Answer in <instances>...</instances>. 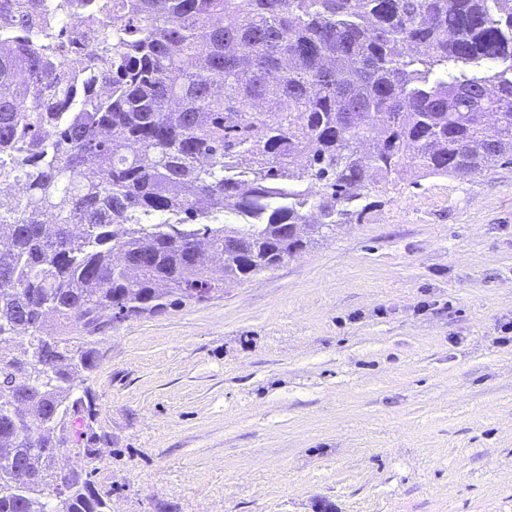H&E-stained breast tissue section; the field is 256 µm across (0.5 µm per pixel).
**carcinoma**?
I'll list each match as a JSON object with an SVG mask.
<instances>
[{
    "instance_id": "carcinoma-1",
    "label": "carcinoma",
    "mask_w": 512,
    "mask_h": 512,
    "mask_svg": "<svg viewBox=\"0 0 512 512\" xmlns=\"http://www.w3.org/2000/svg\"><path fill=\"white\" fill-rule=\"evenodd\" d=\"M40 2L0 0V181L28 196L0 195V512H109L59 465L101 335L362 219L408 162L512 164V0Z\"/></svg>"
}]
</instances>
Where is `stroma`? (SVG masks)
<instances>
[{
  "mask_svg": "<svg viewBox=\"0 0 512 512\" xmlns=\"http://www.w3.org/2000/svg\"><path fill=\"white\" fill-rule=\"evenodd\" d=\"M361 223L115 323L78 390L110 512H512V164L415 165Z\"/></svg>",
  "mask_w": 512,
  "mask_h": 512,
  "instance_id": "35a3bbf8",
  "label": "stroma"
}]
</instances>
